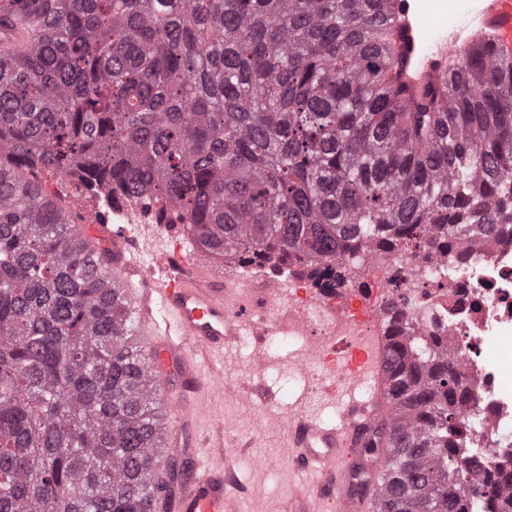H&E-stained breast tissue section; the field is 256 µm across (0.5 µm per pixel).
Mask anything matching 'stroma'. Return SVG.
Wrapping results in <instances>:
<instances>
[{
    "mask_svg": "<svg viewBox=\"0 0 512 512\" xmlns=\"http://www.w3.org/2000/svg\"><path fill=\"white\" fill-rule=\"evenodd\" d=\"M36 177L72 212L99 203L98 194L79 189L75 181H60L55 172L41 168ZM304 355L303 343L281 332L262 342H238L223 355L199 361L202 373L214 368L224 372V388L206 398V412L197 427L212 441L221 428H235L237 439L224 452L233 462L243 512L256 504L264 512H288L290 501L318 482L315 473L289 470L288 418L311 410L325 422L335 423L340 408L336 399L310 393L298 369Z\"/></svg>",
    "mask_w": 512,
    "mask_h": 512,
    "instance_id": "35a3bbf8",
    "label": "stroma"
}]
</instances>
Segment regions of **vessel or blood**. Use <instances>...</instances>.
<instances>
[{
  "label": "vessel or blood",
  "mask_w": 512,
  "mask_h": 512,
  "mask_svg": "<svg viewBox=\"0 0 512 512\" xmlns=\"http://www.w3.org/2000/svg\"><path fill=\"white\" fill-rule=\"evenodd\" d=\"M422 0H396L408 21L394 29L393 37L407 61L420 72L413 80L415 90L426 89L440 77L438 62L460 49L448 37L447 26L432 29L426 23ZM458 24L477 18L497 59L512 61V0H461ZM100 210L85 213L80 229L93 253L108 262L114 279L125 285V297L142 321L138 334L142 350L161 385L174 390L175 405L183 414L179 428L169 435L168 459L181 463L179 489L172 503L174 512H240L231 491L230 472L224 467L203 464L199 449L203 441L195 421L200 414L199 396L219 388L224 378L214 372L202 376L199 358L222 354L240 337L242 328L264 335L261 311L252 288H228L189 262L181 251H169L167 239L179 236L178 226L166 225V239L153 240L156 261L146 267L135 258L137 238L114 232L105 224ZM336 363L347 377L349 390L373 382L374 392L365 400L348 399L342 404L341 421L332 425L315 414L300 412L288 419V445L294 448V465L322 475L314 488L315 498L324 500L335 493H348L353 471L346 454L361 456L367 437L375 428L384 406L385 341L374 337L369 351L351 360L345 343L334 347Z\"/></svg>",
  "instance_id": "obj_1"
}]
</instances>
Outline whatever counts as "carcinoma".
I'll use <instances>...</instances> for the list:
<instances>
[{
    "label": "carcinoma",
    "mask_w": 512,
    "mask_h": 512,
    "mask_svg": "<svg viewBox=\"0 0 512 512\" xmlns=\"http://www.w3.org/2000/svg\"><path fill=\"white\" fill-rule=\"evenodd\" d=\"M395 0H0V512H170L167 418L124 288L27 174L148 208L226 264H298L512 224V64L479 45L413 95ZM373 512H512L448 351L384 309Z\"/></svg>",
    "instance_id": "1"
}]
</instances>
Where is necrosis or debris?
<instances>
[{"mask_svg": "<svg viewBox=\"0 0 512 512\" xmlns=\"http://www.w3.org/2000/svg\"><path fill=\"white\" fill-rule=\"evenodd\" d=\"M348 261L372 281L371 289L318 296L311 282L294 276L287 308L268 304L262 311L273 326L287 324L289 335L306 339L303 371L310 390L332 371L317 345L340 337L350 348H366L386 331L387 303H397L415 333L447 342L450 360L474 394L468 445L490 449L511 493L512 387L503 382L501 367L512 362V225H502L488 242L459 246L452 265L432 245L360 253Z\"/></svg>", "mask_w": 512, "mask_h": 512, "instance_id": "4bbe7bcc", "label": "necrosis or debris"}]
</instances>
